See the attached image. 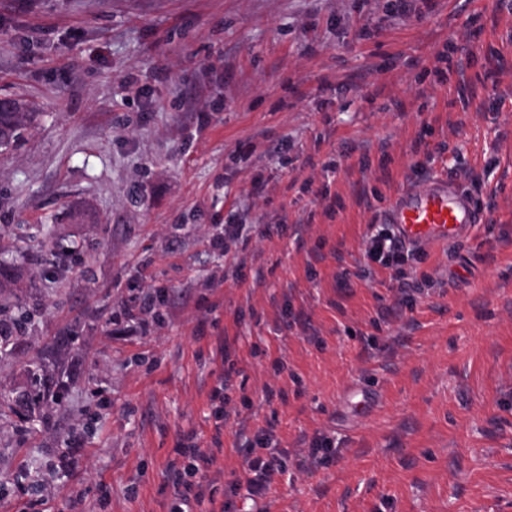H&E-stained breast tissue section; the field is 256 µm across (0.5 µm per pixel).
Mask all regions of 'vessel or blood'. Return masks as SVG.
<instances>
[{
  "instance_id": "1",
  "label": "vessel or blood",
  "mask_w": 512,
  "mask_h": 512,
  "mask_svg": "<svg viewBox=\"0 0 512 512\" xmlns=\"http://www.w3.org/2000/svg\"><path fill=\"white\" fill-rule=\"evenodd\" d=\"M384 221L394 225L405 246H441L467 238L475 225L487 223L488 216L452 181L438 178L421 189L395 192Z\"/></svg>"
}]
</instances>
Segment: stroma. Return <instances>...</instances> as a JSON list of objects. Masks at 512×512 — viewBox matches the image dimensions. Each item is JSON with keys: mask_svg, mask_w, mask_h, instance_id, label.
<instances>
[{"mask_svg": "<svg viewBox=\"0 0 512 512\" xmlns=\"http://www.w3.org/2000/svg\"><path fill=\"white\" fill-rule=\"evenodd\" d=\"M0 95L38 114L0 152V512H168L177 441L210 447L230 368L216 501L240 427L269 426L268 512H512L502 0H0ZM470 170L488 223L392 289L369 224L440 175L476 195ZM227 224L253 231L223 254ZM160 303L159 296L156 297L147 295L141 300L134 310L129 311V316L133 320H138L141 335H148L151 332L152 322L149 321V314L153 312L156 307V303ZM232 369L224 372V376L219 380L209 393V401L211 405V414L215 419V426L218 434L224 428V423L227 422L230 412L227 410V401L224 391L232 385L233 380Z\"/></svg>", "mask_w": 512, "mask_h": 512, "instance_id": "obj_1", "label": "stroma"}]
</instances>
